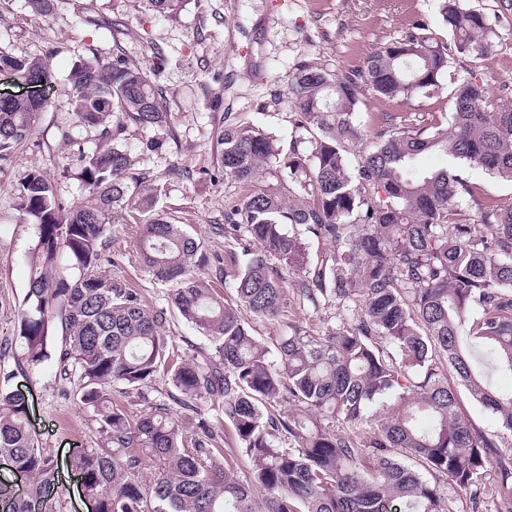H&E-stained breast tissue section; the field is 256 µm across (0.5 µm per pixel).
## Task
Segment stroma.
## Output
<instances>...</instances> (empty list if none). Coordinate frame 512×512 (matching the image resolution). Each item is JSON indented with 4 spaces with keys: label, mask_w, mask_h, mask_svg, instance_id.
Masks as SVG:
<instances>
[{
    "label": "stroma",
    "mask_w": 512,
    "mask_h": 512,
    "mask_svg": "<svg viewBox=\"0 0 512 512\" xmlns=\"http://www.w3.org/2000/svg\"><path fill=\"white\" fill-rule=\"evenodd\" d=\"M483 11L499 39L486 60L453 55L442 94L417 97L411 112L451 109L453 79L473 74L489 84L493 97L512 104V10L501 0H465ZM437 0H183L178 12L160 17L143 0H54L51 16L32 13L25 0L0 6V48L17 56L49 60L54 73L48 104L29 140L0 172V378L24 395L30 428L39 446L62 468L53 488L56 512H92L67 463L77 449L99 443L92 411L71 396L73 383L60 378L55 364L35 368L26 362L16 336L30 275L29 252L34 221L13 207L18 180L32 167L54 179L68 203L84 200L75 178L80 148L97 141L95 130L77 126L69 107L68 75L80 55L94 49L111 58L121 48L131 64L155 68L172 116L174 135L158 132L159 148L137 157V169L164 188L160 205L171 222L198 238L209 256L220 257L226 277L219 293L233 298V257L238 246L224 235V209L241 193L227 181L213 147L218 128L228 123L259 126L277 136L289 151L298 115L287 95L298 63L322 61L347 71L381 44L397 40L415 18L431 20V31L450 41L435 22ZM120 31H113V20ZM134 226L112 227L113 253L103 271L113 282L134 289L151 308L167 311L166 332L174 353L187 356L211 349L209 340L169 310L167 288L154 282L135 260ZM439 488L452 512H499V486L487 475L482 502L473 505L467 491L447 480Z\"/></svg>",
    "instance_id": "stroma-1"
}]
</instances>
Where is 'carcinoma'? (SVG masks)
<instances>
[{
  "instance_id": "1",
  "label": "carcinoma",
  "mask_w": 512,
  "mask_h": 512,
  "mask_svg": "<svg viewBox=\"0 0 512 512\" xmlns=\"http://www.w3.org/2000/svg\"><path fill=\"white\" fill-rule=\"evenodd\" d=\"M146 2L170 17L181 0ZM438 13L451 46L419 18L357 69L299 63L288 98L307 136L295 138L288 156L253 125L218 131L224 178L245 190L224 210V233L242 256L229 301L193 274L210 257L158 210L160 189L134 168L129 128L175 137L153 73L119 51L110 61L93 54L73 64L71 112L99 135L80 151L77 179L88 201L65 202L38 168L20 179L14 209L34 219L37 235L17 332L27 363L56 359L94 414L100 444L74 453L71 465L96 512H256L258 492L263 512H451L436 479L477 498L491 467L504 512H512V453L458 414L463 389L512 433V391L495 390L485 370L512 374V203L451 169L415 167L420 155L442 152L512 182V104L492 101L487 82L470 75L456 82L448 120L382 112L366 128L357 119L367 93L402 104L432 97L451 53L492 54L485 13L463 0H438ZM0 70L45 88L53 80L46 59L1 49ZM44 110L22 99L0 104V171ZM262 168L273 181L257 182ZM134 212L143 216L139 262L211 342L200 359H174L167 311L99 272L112 263L104 251L112 225L130 223ZM304 234L330 251L298 269L293 293L351 316L320 333L290 324L268 345L244 314L286 316L291 300L272 260L294 262ZM62 255L70 275L57 270ZM162 370L176 407L151 403L130 418L112 390L137 391ZM208 401L221 404L238 452L252 463L246 481L225 465L223 431L199 408ZM27 421L25 398L0 389V457L30 483L23 498L0 484V512H53L46 490L57 472ZM286 440L294 446L283 447ZM147 461L153 473L145 481Z\"/></svg>"
}]
</instances>
